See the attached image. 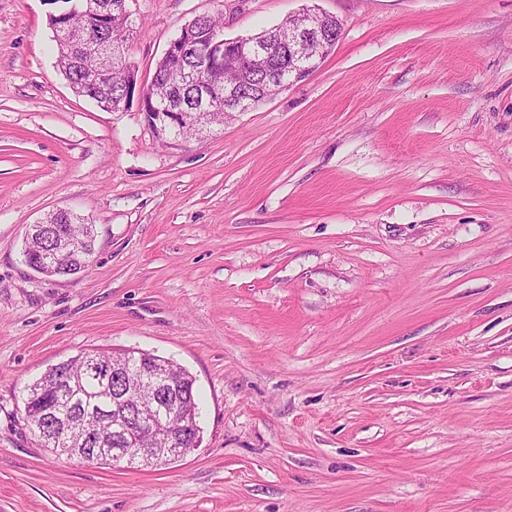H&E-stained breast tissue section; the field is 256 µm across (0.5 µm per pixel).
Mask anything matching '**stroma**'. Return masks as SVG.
<instances>
[{
	"instance_id": "35a3bbf8",
	"label": "stroma",
	"mask_w": 512,
	"mask_h": 512,
	"mask_svg": "<svg viewBox=\"0 0 512 512\" xmlns=\"http://www.w3.org/2000/svg\"><path fill=\"white\" fill-rule=\"evenodd\" d=\"M310 6L342 25L313 73L173 136L0 0V512H512V0H129L126 56L145 84L196 16ZM57 209L96 235L68 278L23 257ZM132 349L195 377L200 447L43 448L27 386Z\"/></svg>"
}]
</instances>
